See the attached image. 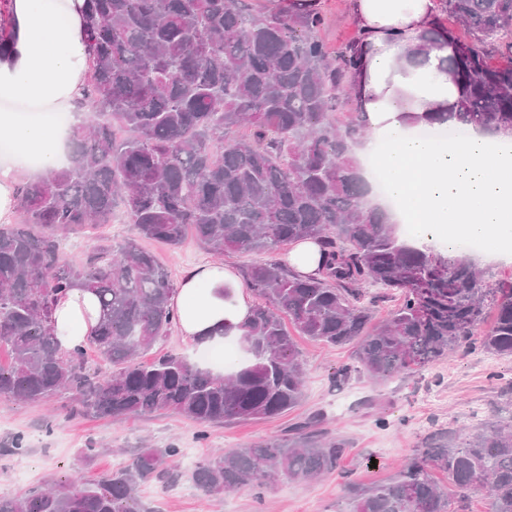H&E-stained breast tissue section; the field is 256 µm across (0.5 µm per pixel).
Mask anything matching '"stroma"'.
<instances>
[{
    "mask_svg": "<svg viewBox=\"0 0 512 512\" xmlns=\"http://www.w3.org/2000/svg\"><path fill=\"white\" fill-rule=\"evenodd\" d=\"M320 10L328 17L321 36L331 50L360 35L350 0H320ZM135 236L134 226L117 216L101 225L99 235L69 234L63 256L79 260L100 240ZM143 246L177 281L186 270L212 259L191 234L177 248L150 240ZM298 344L307 370L301 404L280 417L209 427L205 440L198 437L199 424L171 412L99 419L70 414L57 398L40 404L0 398V448L15 437L24 439L22 453L0 455V495H21L69 477L95 482L144 450L174 445L180 450L179 484L165 488L151 481L141 488L152 512H336L345 478L387 480L434 431L457 434L512 414V357L461 349L410 378L374 384L355 373L340 383L335 373L351 363L352 346L328 347L304 338ZM313 415L323 428L350 442L341 472L308 483L283 477L260 496L248 487L207 495L193 482L197 464L213 452L287 435Z\"/></svg>",
    "mask_w": 512,
    "mask_h": 512,
    "instance_id": "35a3bbf8",
    "label": "stroma"
}]
</instances>
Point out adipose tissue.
Returning a JSON list of instances; mask_svg holds the SVG:
<instances>
[{
    "label": "adipose tissue",
    "instance_id": "ef3b65f1",
    "mask_svg": "<svg viewBox=\"0 0 512 512\" xmlns=\"http://www.w3.org/2000/svg\"><path fill=\"white\" fill-rule=\"evenodd\" d=\"M83 0H11L17 22L15 55L0 61V142L5 141L43 174L58 166L69 129L43 121L51 112L71 115V127L85 113L83 96L87 46ZM437 0H352L363 39L350 87L366 115L367 135L357 153L384 176L376 204L394 224L420 228L419 244L437 245L445 225L495 248L512 242V131H488L470 124L467 138L437 143L418 135L423 116L443 113L457 121L460 85L448 74L453 54L447 34L422 44L433 27ZM231 298H224L223 288ZM178 331L199 348L221 342L225 324L239 325L251 313L237 275L220 263L186 271L171 301ZM100 318L90 291L76 288L53 313L63 350L81 344Z\"/></svg>",
    "mask_w": 512,
    "mask_h": 512
}]
</instances>
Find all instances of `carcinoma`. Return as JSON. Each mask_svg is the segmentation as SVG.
<instances>
[{
  "label": "carcinoma",
  "instance_id": "carcinoma-1",
  "mask_svg": "<svg viewBox=\"0 0 512 512\" xmlns=\"http://www.w3.org/2000/svg\"><path fill=\"white\" fill-rule=\"evenodd\" d=\"M445 10L470 35L448 37L456 44L448 71L463 86L461 126L511 129L512 0H445ZM84 14V126L65 166L18 187L20 222L0 225V347L10 353L0 397L44 402L70 393L96 417L168 411L208 426L300 404L306 370L296 334L355 345L338 382L360 371L374 382L407 378L462 347L512 357V283L404 243L386 212L367 203L371 187L353 156L363 114L335 116L361 38L334 56L318 36L320 11L261 12L252 0H85ZM495 53L511 61L494 64ZM118 206L142 238L174 247L191 231L217 257L267 256L243 272L256 298L234 334L246 364L224 375L176 353L139 360L176 324L168 271L133 239L99 244L84 260L62 258L68 234L110 223ZM305 240L319 247L308 275L278 259ZM78 285L99 297L103 318L62 352L52 310ZM387 298L394 308L372 323ZM91 349L111 371L93 366ZM347 448L303 422L286 437L203 458L192 479L207 495L279 477L308 481L335 473ZM178 454L149 450L93 485L0 496V512H150L141 483L177 485ZM483 489L486 512H512V417L462 436L438 432L388 481L347 480L344 499L348 512H454Z\"/></svg>",
  "mask_w": 512,
  "mask_h": 512
}]
</instances>
